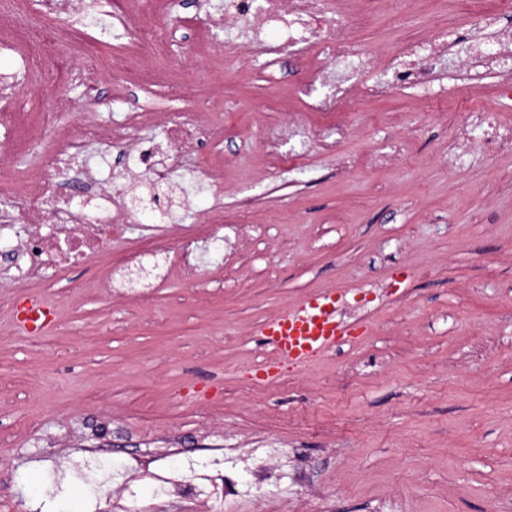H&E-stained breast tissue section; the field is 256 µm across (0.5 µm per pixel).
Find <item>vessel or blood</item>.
I'll return each instance as SVG.
<instances>
[{
  "label": "vessel or blood",
  "instance_id": "1",
  "mask_svg": "<svg viewBox=\"0 0 512 512\" xmlns=\"http://www.w3.org/2000/svg\"><path fill=\"white\" fill-rule=\"evenodd\" d=\"M348 328L336 318V294H313L269 321L264 334L279 360L303 364L329 351Z\"/></svg>",
  "mask_w": 512,
  "mask_h": 512
}]
</instances>
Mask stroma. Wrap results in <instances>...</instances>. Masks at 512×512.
<instances>
[{"instance_id":"obj_1","label":"stroma","mask_w":512,"mask_h":512,"mask_svg":"<svg viewBox=\"0 0 512 512\" xmlns=\"http://www.w3.org/2000/svg\"><path fill=\"white\" fill-rule=\"evenodd\" d=\"M195 13V0H181L166 19L178 31L166 64L210 82L211 114L240 136L223 146V224L205 223L213 202L203 195L184 221L212 235L227 222L245 228L198 282L165 262L130 299L87 286L91 274L79 268L0 286V512H54L61 496L72 512H92L104 487L49 473L50 460L80 455L86 425L116 460L159 458L166 437L198 460L224 433L242 448L276 440L316 488L301 512H512V151L486 172L443 161L461 113L512 124V101L458 99L452 72L428 95L353 97L340 150L394 161L341 175L305 109L301 59L284 60L275 83L246 54L208 74L207 55L179 29ZM466 19L462 0H417L408 15H377L355 39L391 49ZM62 95L78 102L83 89L46 77L17 89L37 112ZM290 122L308 126L309 158L289 175L266 132ZM141 221L99 259L117 280L129 251L156 248L143 228L158 216ZM325 290L363 320L306 366L275 360L262 326ZM33 296L51 309L37 335L19 320ZM239 480L251 497L218 496L204 512H294L280 495L287 474L256 488L249 473Z\"/></svg>"}]
</instances>
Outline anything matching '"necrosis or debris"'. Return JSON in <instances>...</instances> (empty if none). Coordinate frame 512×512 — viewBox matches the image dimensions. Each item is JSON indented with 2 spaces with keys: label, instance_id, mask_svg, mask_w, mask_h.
<instances>
[{
  "label": "necrosis or debris",
  "instance_id": "obj_1",
  "mask_svg": "<svg viewBox=\"0 0 512 512\" xmlns=\"http://www.w3.org/2000/svg\"><path fill=\"white\" fill-rule=\"evenodd\" d=\"M90 0H0V47L16 53L26 71L38 74L45 57H53L52 76L60 85L79 82L84 106L98 102L104 72L119 73L113 97L125 98L126 83L146 88H175L178 107L130 106L120 121L111 124L73 123L75 105L60 98L49 112H28L6 98L0 109V243H10L0 254V279L28 285L52 266L63 270L88 265L124 238L140 211L132 198H147L160 216L184 208L191 194L204 192L215 204L224 201V167L190 155L192 146L206 144L220 150L223 127L205 113L188 107L191 83L172 84L169 74L155 66L166 52V35L159 23L180 0H113L109 16L122 35L111 57L93 52L86 25L69 24L70 16L83 13ZM197 17L184 19L201 47H208L214 30L227 32L221 47L225 64L235 62L241 51L262 59L274 69L281 59L311 52V83L332 85V98L310 99L308 111L327 118L349 96L380 98L389 85L430 91L440 76L456 70L492 75L493 95L512 100V0H498L496 9L479 12L477 27L458 29L454 37L430 31L422 38L401 44L386 53L359 49L355 32L365 28L377 13L376 0H197ZM279 31L268 40L267 29ZM390 74V82H366L373 71ZM161 126L159 140L142 138L147 125ZM53 130L38 166L11 161L19 143L29 142L34 127ZM512 148V127L491 122L487 113H468L453 129L448 141V166L488 159ZM122 158L115 167L113 158ZM214 257L223 249L205 241L196 226H182L177 247L167 254L187 282L198 281L199 245ZM147 470L140 459L125 460L109 479L114 488H125ZM247 471L255 481L273 476L250 457L225 460L214 454L207 462L182 460L180 466L150 471L164 498L191 503L210 494L244 495L236 478Z\"/></svg>",
  "mask_w": 512,
  "mask_h": 512
}]
</instances>
